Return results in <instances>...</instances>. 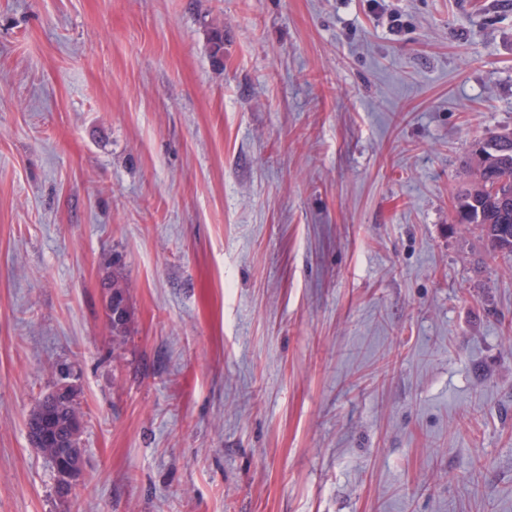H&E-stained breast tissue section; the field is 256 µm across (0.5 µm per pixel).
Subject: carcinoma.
Returning a JSON list of instances; mask_svg holds the SVG:
<instances>
[{"label":"carcinoma","instance_id":"obj_1","mask_svg":"<svg viewBox=\"0 0 512 512\" xmlns=\"http://www.w3.org/2000/svg\"><path fill=\"white\" fill-rule=\"evenodd\" d=\"M493 148L474 150L469 158V167L484 171V183L474 184L455 197L454 208L458 224L467 229L478 228L486 239L492 253L512 255V132H504L489 138ZM103 296L121 301L128 300L129 282L121 267L114 263L112 271L102 281ZM112 336L126 338L131 329L130 306H125L121 321L106 316ZM81 389L75 388L68 400L50 410L54 430L63 432L68 447L58 448L52 442H41L36 449L48 458L56 479H61L64 470L72 463L84 462L81 448L83 412L80 408Z\"/></svg>","mask_w":512,"mask_h":512}]
</instances>
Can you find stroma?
I'll use <instances>...</instances> for the list:
<instances>
[{
    "label": "stroma",
    "mask_w": 512,
    "mask_h": 512,
    "mask_svg": "<svg viewBox=\"0 0 512 512\" xmlns=\"http://www.w3.org/2000/svg\"><path fill=\"white\" fill-rule=\"evenodd\" d=\"M505 129L512 0H0V512H512ZM492 149H475L469 167L484 171V183L455 197L458 224L478 228L493 254L512 255V132L489 138ZM101 288H103V296L108 297L110 301L114 298H118L120 301H126L127 305L124 310V303L118 301H112V317L107 312L105 307L106 319L109 327L112 330V336L117 339L126 338L131 329L132 317L130 306L128 305L129 295V282L126 275L123 273L121 267L112 263V271L102 281ZM124 310V315L120 322H116L121 317ZM112 318L115 320H112ZM77 383L69 376L61 377L49 391V399L63 402L68 398L70 391L77 387ZM81 389L75 388L68 400L55 406L50 413L54 420V430L63 432L68 441V448H56L52 442H41L46 436V432L30 433L33 443H39L36 448L40 453L48 458L55 472L56 481L65 474L64 470L71 463L83 465L84 450L81 448V435L83 429V412L80 408ZM63 448V449H62Z\"/></svg>",
    "instance_id": "obj_1"
}]
</instances>
